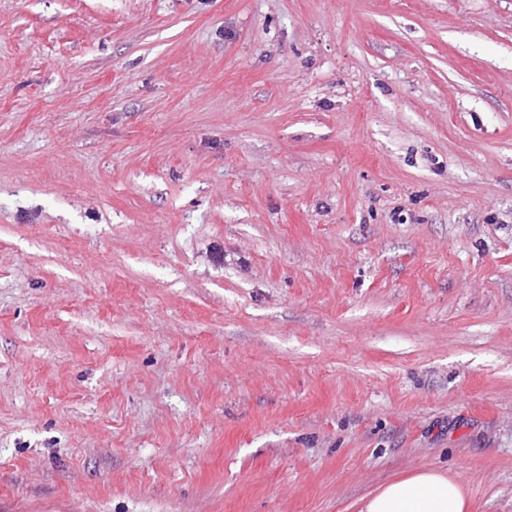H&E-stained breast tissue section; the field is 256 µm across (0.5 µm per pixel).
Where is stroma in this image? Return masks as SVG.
<instances>
[{
	"label": "stroma",
	"instance_id": "35a3bbf8",
	"mask_svg": "<svg viewBox=\"0 0 512 512\" xmlns=\"http://www.w3.org/2000/svg\"><path fill=\"white\" fill-rule=\"evenodd\" d=\"M512 512V0H0V512ZM357 512H469L464 485L448 471L416 469L367 492Z\"/></svg>",
	"mask_w": 512,
	"mask_h": 512
}]
</instances>
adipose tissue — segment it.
<instances>
[{"instance_id":"obj_1","label":"adipose tissue","mask_w":512,"mask_h":512,"mask_svg":"<svg viewBox=\"0 0 512 512\" xmlns=\"http://www.w3.org/2000/svg\"><path fill=\"white\" fill-rule=\"evenodd\" d=\"M357 512H469L464 485L449 472L421 468L367 492Z\"/></svg>"}]
</instances>
